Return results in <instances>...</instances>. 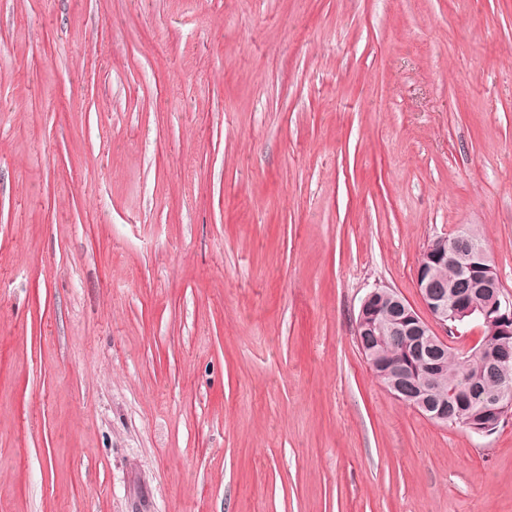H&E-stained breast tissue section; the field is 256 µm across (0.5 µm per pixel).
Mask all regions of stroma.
Here are the masks:
<instances>
[{
  "label": "stroma",
  "mask_w": 512,
  "mask_h": 512,
  "mask_svg": "<svg viewBox=\"0 0 512 512\" xmlns=\"http://www.w3.org/2000/svg\"><path fill=\"white\" fill-rule=\"evenodd\" d=\"M465 224L512 296V0H0V512H512L355 337Z\"/></svg>",
  "instance_id": "obj_1"
}]
</instances>
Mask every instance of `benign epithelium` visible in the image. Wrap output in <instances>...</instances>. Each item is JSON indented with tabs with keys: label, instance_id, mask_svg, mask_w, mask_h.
I'll use <instances>...</instances> for the list:
<instances>
[{
	"label": "benign epithelium",
	"instance_id": "benign-epithelium-1",
	"mask_svg": "<svg viewBox=\"0 0 512 512\" xmlns=\"http://www.w3.org/2000/svg\"><path fill=\"white\" fill-rule=\"evenodd\" d=\"M448 262V253L441 247L427 245L416 266L415 288L428 317L400 297L392 289L370 291L363 299L356 323V335L371 336L382 340L393 336L404 347L421 341L427 346L446 343L440 332H448V316L459 319L481 318L494 324V331L501 336H512V297L505 294L492 261L482 246L471 252L469 262L461 267L460 281L467 288L448 289V282L437 275L439 267ZM491 367L512 363V346L503 342L485 355ZM374 375L399 402L414 409L429 421L441 424L448 418V409L438 406L431 399L437 389L436 374L428 371L423 375L415 372L414 364L404 359L387 368L375 357H366ZM484 417L503 416L512 405V376L503 377L498 390L483 392L479 389L469 394Z\"/></svg>",
	"mask_w": 512,
	"mask_h": 512
}]
</instances>
